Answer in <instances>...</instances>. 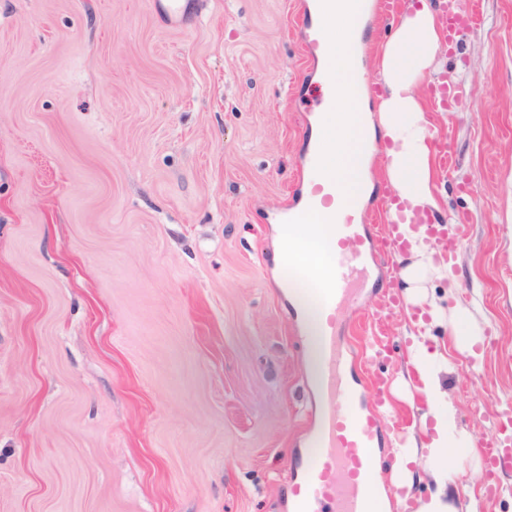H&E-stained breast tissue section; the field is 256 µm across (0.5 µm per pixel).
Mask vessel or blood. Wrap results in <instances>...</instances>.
<instances>
[{
  "label": "vessel or blood",
  "instance_id": "vessel-or-blood-1",
  "mask_svg": "<svg viewBox=\"0 0 512 512\" xmlns=\"http://www.w3.org/2000/svg\"><path fill=\"white\" fill-rule=\"evenodd\" d=\"M155 12L164 14L170 25H180L188 0H153ZM305 49L310 57L328 54L330 44L322 26L301 22ZM324 149L311 142L305 153L308 187L281 214L289 238H297L300 225L324 206L329 218L331 244L322 264H302L296 249L284 257L290 277L304 283L305 291L319 310L323 332L317 357L314 390L321 400L317 424L309 437L307 451L298 458L299 479L290 490L292 512H376L381 487L377 457L403 427H390L381 410L392 401L386 388L365 396L354 384V352L340 336L339 311L352 292V277L381 278L395 269L398 258L409 248L401 224L374 230L364 216L341 207L340 192L323 161ZM496 437L484 451L492 467L512 468V410L504 409Z\"/></svg>",
  "mask_w": 512,
  "mask_h": 512
}]
</instances>
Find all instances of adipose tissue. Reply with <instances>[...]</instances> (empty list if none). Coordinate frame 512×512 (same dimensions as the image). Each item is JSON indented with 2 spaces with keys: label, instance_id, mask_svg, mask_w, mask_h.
Wrapping results in <instances>:
<instances>
[{
  "label": "adipose tissue",
  "instance_id": "1",
  "mask_svg": "<svg viewBox=\"0 0 512 512\" xmlns=\"http://www.w3.org/2000/svg\"><path fill=\"white\" fill-rule=\"evenodd\" d=\"M369 0H315L313 14L324 26L333 45L320 75L335 81L339 93L329 110L322 137L332 144L327 167L340 179L349 201L362 203L367 190L364 177L369 156L363 144L383 135L387 142V176L405 218L415 212L437 211L439 199L433 175L432 143L435 139L425 116L419 90L433 82L438 72L436 59L441 48L443 27L439 12L430 0H413L400 17L393 34L375 57L373 72H366L357 61L359 36L357 19ZM375 79L383 91L377 110H370L366 94L368 79ZM412 261L401 271L408 286L410 304L426 307L432 322L456 324L470 318L460 307L443 309L430 302L426 285L434 279L453 280L450 264L444 262L440 246L424 230H408ZM412 365L425 393L428 413L434 420L430 442H411L400 452L401 463L424 461L436 489L416 501L414 512H456L446 489L448 469L454 450L470 445L469 433L457 425L456 408L442 391L433 357L424 346L423 335L412 338Z\"/></svg>",
  "mask_w": 512,
  "mask_h": 512
}]
</instances>
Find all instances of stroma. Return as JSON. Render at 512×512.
<instances>
[{
	"label": "stroma",
	"mask_w": 512,
	"mask_h": 512,
	"mask_svg": "<svg viewBox=\"0 0 512 512\" xmlns=\"http://www.w3.org/2000/svg\"><path fill=\"white\" fill-rule=\"evenodd\" d=\"M303 0H200L169 25L150 0H0V512H289L290 458L314 423L300 312L280 285L273 216L295 200L312 118ZM476 14L443 72L459 104L420 95L446 138L442 223L465 225L456 289L481 363L447 324L426 339L473 440L512 402V0ZM342 309L357 381L386 384L408 435L433 432L409 377L412 305ZM464 449L448 487L465 512H512V470L486 493ZM461 319H471L473 321V326L467 337L457 339V347L460 351L466 352L467 356L472 357L474 362L478 364L482 357L480 354L475 352L474 346L481 341L483 330L475 321L474 316L470 311L464 310L459 306L448 309V324L455 326V324Z\"/></svg>",
	"instance_id": "obj_1"
}]
</instances>
